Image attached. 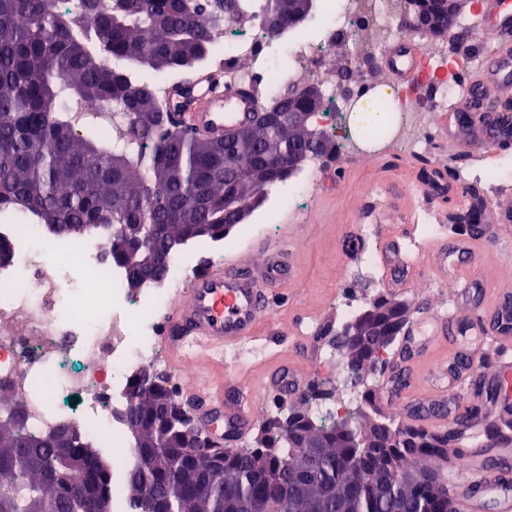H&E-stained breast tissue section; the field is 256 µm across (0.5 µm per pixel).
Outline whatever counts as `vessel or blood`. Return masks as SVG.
<instances>
[{"label": "vessel or blood", "instance_id": "vessel-or-blood-1", "mask_svg": "<svg viewBox=\"0 0 512 512\" xmlns=\"http://www.w3.org/2000/svg\"><path fill=\"white\" fill-rule=\"evenodd\" d=\"M485 26L493 35L479 71L466 84L463 98L448 112L442 131L458 156L481 150L512 149V0H484ZM423 50L409 40L391 47L383 58L393 81L413 79ZM167 99L180 111L177 119L206 138H221L235 129L255 125L261 102L247 86L222 85L214 74L191 76L167 89ZM487 222L498 234L512 233V196L502 195L488 206ZM483 230H469L462 238L440 241L429 247L422 259L408 256L397 240H389L382 254L388 282L406 286L417 265L423 264L454 286L456 305L448 312H428L409 323L385 385L387 399L401 404L405 418L434 428L461 424L469 444L465 450L466 475L455 483L452 503L456 512H512V434L498 441L483 440V419L462 420L460 392L476 394L479 381L492 387L489 415L512 416V359L500 362L495 373L482 376L474 362L485 353L487 340L512 347V290L492 288L480 274L479 253ZM261 263L236 258L197 273L187 291L186 303L169 314L163 339L173 366L208 357L223 362L225 354L252 341L276 295L295 277L288 250L278 242L261 243ZM465 343L452 352L447 363L433 367L422 394L413 403L402 396L411 385L414 368L436 341ZM276 381L262 388L243 384L232 397L207 383L195 385L192 395L199 413L205 414L211 445H223L225 437L242 438L252 429L250 403L262 393L296 391L299 375L278 369Z\"/></svg>", "mask_w": 512, "mask_h": 512}]
</instances>
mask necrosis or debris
Masks as SVG:
<instances>
[{
    "mask_svg": "<svg viewBox=\"0 0 512 512\" xmlns=\"http://www.w3.org/2000/svg\"><path fill=\"white\" fill-rule=\"evenodd\" d=\"M321 34L308 25L285 32L281 38L287 67H280L273 45L262 34L260 22L228 17L215 36L224 56L227 81L250 82L271 96L283 86L320 82L332 106L318 114L339 143L350 140L348 112L357 104L378 106L359 72L352 67H330L336 44L371 32L363 43L375 55L401 35L395 25L392 0H319ZM426 68L438 73L427 109H418L419 93L400 96V111L391 143L406 154L433 151L437 144L436 115L449 101L464 95V76L472 65L467 57L447 62L425 55ZM0 235L14 243L10 265L0 267V394L19 401L29 430L45 432L64 425L78 426L112 451V498L125 499L126 479L137 465L124 412L130 381L144 365L156 362L163 349L159 325L163 316L184 301L195 267L185 252L174 253L162 280L129 293L127 272L112 264L99 239L55 247L44 225L1 224ZM80 269V287L68 292L62 281L71 269ZM66 317H59L60 307Z\"/></svg>",
    "mask_w": 512,
    "mask_h": 512,
    "instance_id": "obj_1",
    "label": "necrosis or debris"
}]
</instances>
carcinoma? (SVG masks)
I'll use <instances>...</instances> for the list:
<instances>
[{
	"label": "carcinoma",
	"instance_id": "1",
	"mask_svg": "<svg viewBox=\"0 0 512 512\" xmlns=\"http://www.w3.org/2000/svg\"><path fill=\"white\" fill-rule=\"evenodd\" d=\"M0 0V215L43 224L61 240L80 241L97 226L108 230L104 252L128 270L126 288L137 292L161 278L164 265L133 263L128 250L149 238L170 255L203 239L224 240L294 170L270 164L273 155L306 152L314 159L336 153L312 128L290 127L271 112H317L316 93L290 88L263 106L261 120L239 144L240 178L224 173V140L175 130L157 80H174L202 65L214 49L224 16H263L270 41L301 25L317 0ZM412 21L441 22L447 4L412 0ZM92 118L77 132L76 118ZM409 324L406 310L381 299L358 312L332 337L345 355V382L356 388L385 366L378 353ZM331 391L312 383L299 404L272 417L254 448L224 442L223 477H212L207 439L193 454L183 447L184 419L168 414L163 388L128 404L126 421L134 448L160 449L153 470H134L126 512H140L143 491L152 512H454L448 477L438 466L446 448L463 452L461 433H429L394 416L322 418L310 408ZM59 429L24 430L20 418H0V487L12 489L0 512H87L82 489L101 485L100 512H114L110 462L96 442L80 435L72 451L88 455L76 468L78 482L61 483L54 472ZM321 446L307 459V443ZM198 480L210 482L196 494Z\"/></svg>",
	"mask_w": 512,
	"mask_h": 512
}]
</instances>
